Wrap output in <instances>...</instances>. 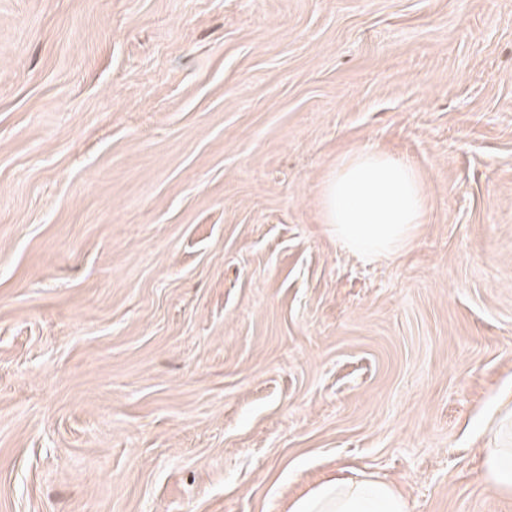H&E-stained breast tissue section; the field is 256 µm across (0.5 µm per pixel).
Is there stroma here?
Here are the masks:
<instances>
[{
  "label": "stroma",
  "mask_w": 512,
  "mask_h": 512,
  "mask_svg": "<svg viewBox=\"0 0 512 512\" xmlns=\"http://www.w3.org/2000/svg\"><path fill=\"white\" fill-rule=\"evenodd\" d=\"M363 146L427 195L372 263ZM511 393L512 0H0V512H512ZM426 193L410 162L373 147L349 150L324 177L321 224L336 242L366 261L398 257L424 224ZM501 429L503 430L501 445L480 451L482 476L492 492L503 497H512V408L507 411L501 423ZM288 507L289 512H409L402 492L373 474L325 481Z\"/></svg>",
  "instance_id": "obj_1"
}]
</instances>
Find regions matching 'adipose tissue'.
<instances>
[{
  "label": "adipose tissue",
  "mask_w": 512,
  "mask_h": 512,
  "mask_svg": "<svg viewBox=\"0 0 512 512\" xmlns=\"http://www.w3.org/2000/svg\"><path fill=\"white\" fill-rule=\"evenodd\" d=\"M426 193L410 162L372 147L347 151L324 177L320 221L349 252L366 261L404 254L424 222ZM482 476L497 495L512 497V438L485 448ZM289 512H409L405 496L373 474L342 476L316 485Z\"/></svg>",
  "instance_id": "ef3b65f1"
}]
</instances>
